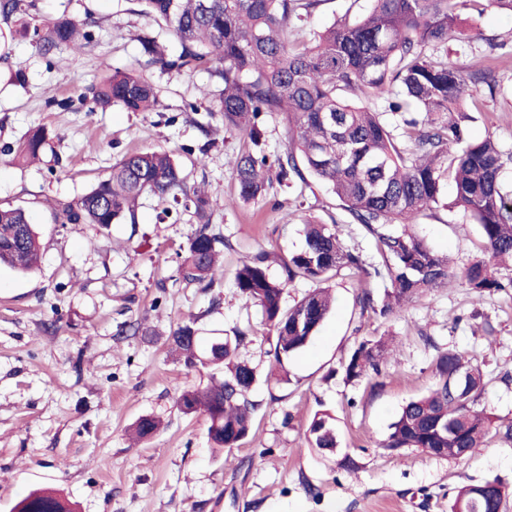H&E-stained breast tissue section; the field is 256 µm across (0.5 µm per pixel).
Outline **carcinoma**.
Wrapping results in <instances>:
<instances>
[{
    "instance_id": "1",
    "label": "carcinoma",
    "mask_w": 512,
    "mask_h": 512,
    "mask_svg": "<svg viewBox=\"0 0 512 512\" xmlns=\"http://www.w3.org/2000/svg\"><path fill=\"white\" fill-rule=\"evenodd\" d=\"M139 2L144 13L170 27L179 45L178 52L169 54L154 36L142 32V53L169 72L204 67L220 86L206 113L220 117L224 128L241 137L232 168L239 199H264L275 182H304L307 170L330 185L352 221L374 241L375 255L368 262L342 244L336 226L309 220L303 224L305 243L283 260L281 277L269 274L265 253L236 268L238 292L261 307L276 336L270 376L287 378L285 361L319 331L331 308L330 296L319 284L339 270H354L366 282H388L381 302L367 289L359 300L361 311L384 319L448 281V256L411 227L440 203L450 182L452 207L477 224L483 252L459 277L477 300L504 288L496 265L512 260V189L504 183L512 152L491 135L471 139L466 125L469 113L481 111L482 100L473 87L484 84L494 93L500 60L492 57L486 66L467 72L448 61V39L454 36L460 11L482 14L496 8L512 13V0H371V9L361 18L334 23L303 45L289 39L290 27L311 14L320 0ZM32 42L52 64L63 51L85 47L90 34L77 20L62 15L45 32L34 29ZM88 93L89 112L114 104L129 112H152L160 105L154 86L134 68L112 69ZM274 113L285 115L291 145L271 159L262 147L263 123ZM48 142L45 129L35 128L22 155L35 159ZM146 193L183 204L199 224L178 266L181 280L209 288L223 278L218 253L227 242L210 230L221 204L207 191L189 186L182 166L165 151L124 155L106 179L75 200L58 202L54 218L60 224L133 223ZM39 260L38 235L27 213L0 208V266L29 273ZM297 280L318 287L285 309L283 293ZM247 338L237 330L232 336L205 339L190 323L172 333V344L186 366L200 363L224 370V379L177 397L183 414L207 415L208 437L217 452L237 447L253 428L257 404L249 396L256 371L237 360ZM387 357L383 339L360 341L342 365L345 379L380 374ZM434 375L428 393L410 400L397 414L384 448L429 453L440 448L439 456L459 458L462 450L470 453L487 443L491 420L478 409L484 391L480 370L462 353L440 350ZM157 429V420L142 416L134 434L145 441ZM307 433L314 448L337 447L334 418L327 413H316ZM504 499L499 486L493 502L475 499L471 512H499ZM12 512L74 510L54 492L40 489L18 500Z\"/></svg>"
}]
</instances>
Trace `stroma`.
Returning a JSON list of instances; mask_svg holds the SVG:
<instances>
[{
    "mask_svg": "<svg viewBox=\"0 0 512 512\" xmlns=\"http://www.w3.org/2000/svg\"><path fill=\"white\" fill-rule=\"evenodd\" d=\"M33 2L12 17L15 37L0 54V206L28 210L42 253L34 271L0 267V512L38 487L59 490L77 512H450L460 487L494 478L508 491L512 512V441L504 435L460 459L382 446L402 406L434 385L432 363L445 349L465 354L482 372L481 409L496 424L512 423V264L497 271L503 291L477 300L453 278L388 319L361 313L358 304L362 287L379 297L383 282L364 285L342 270L331 281L335 304L323 327L289 358L287 380L270 378L273 334L259 307L245 304L234 286L239 262L262 251L288 257L303 245L311 215L336 224L343 245L364 258L374 255L372 240L311 175L275 187L262 201H239L232 160L242 142L204 112L214 79L202 68L168 73L148 63L139 33L172 50L178 44L165 23L142 14L138 0ZM368 6L369 0H320L295 22L291 39L309 41ZM64 14L84 22L92 40L51 65L25 31ZM458 30L448 59L463 69H478L494 44L507 57L499 90L484 97L468 132L512 150V14L464 10ZM110 66L137 69L157 86L161 107L86 112L79 96ZM193 104L198 112H190ZM206 121L215 129L211 145L200 129ZM36 126L47 128L51 144L38 162L4 154ZM204 144L205 164L194 166L191 151ZM143 149L170 153L189 182L205 183L220 199L212 227L229 246L222 251L224 278L213 287L178 278L177 254L196 227L181 206L146 195L132 224L54 223L55 201L77 198L122 155ZM167 208L170 218L161 219ZM415 231L447 254L454 270L481 256L478 227L461 210L427 211ZM188 321L204 336L249 332L239 354L257 370L254 428L220 456L206 416L176 406L182 390L205 387L213 375L206 365L185 367L171 346L172 330ZM51 322L55 330L45 331ZM125 322L150 333L120 332ZM380 337L394 343L381 375L345 381L341 362L361 340ZM318 412L335 420V451L308 441ZM142 416L160 427L136 443L129 428ZM59 458L65 468L55 467Z\"/></svg>",
    "mask_w": 512,
    "mask_h": 512,
    "instance_id": "stroma-1",
    "label": "stroma"
}]
</instances>
